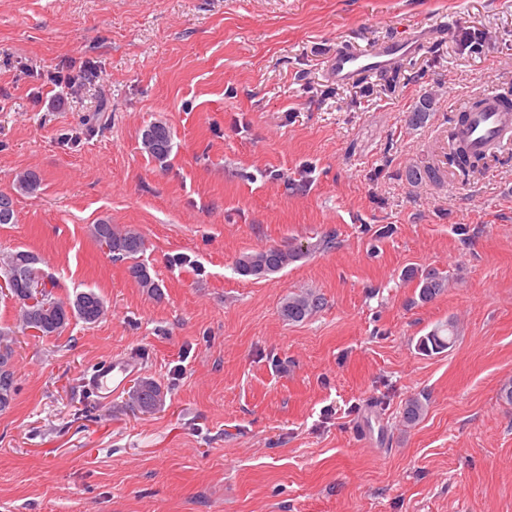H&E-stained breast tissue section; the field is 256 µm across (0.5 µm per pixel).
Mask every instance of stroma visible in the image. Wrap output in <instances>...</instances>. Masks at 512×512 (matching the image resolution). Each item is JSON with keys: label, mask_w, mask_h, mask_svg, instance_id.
I'll return each mask as SVG.
<instances>
[{"label": "stroma", "mask_w": 512, "mask_h": 512, "mask_svg": "<svg viewBox=\"0 0 512 512\" xmlns=\"http://www.w3.org/2000/svg\"><path fill=\"white\" fill-rule=\"evenodd\" d=\"M411 35L384 74H327L336 48ZM511 90L512 0H0V251L109 308L42 339L0 293V512H512V137L469 176L442 162L450 118ZM159 120L164 167L141 144ZM426 162L440 182L412 183ZM104 220L142 234L161 297L94 240ZM284 245L302 259L236 273ZM430 271L448 286L421 304ZM306 289L322 308L285 321ZM451 319V347L419 349ZM120 355L163 411L89 386ZM302 254L299 247H269L244 252L235 261V271L243 277L265 278L297 261ZM15 330L8 326H0V412L9 410L18 394V383L15 376L13 360L16 345ZM4 377L8 381H3ZM167 390L155 379H137L128 393L127 405L143 412L161 411L166 405Z\"/></svg>", "instance_id": "obj_1"}]
</instances>
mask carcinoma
Instances as JSON below:
<instances>
[{
	"instance_id": "obj_1",
	"label": "carcinoma",
	"mask_w": 512,
	"mask_h": 512,
	"mask_svg": "<svg viewBox=\"0 0 512 512\" xmlns=\"http://www.w3.org/2000/svg\"><path fill=\"white\" fill-rule=\"evenodd\" d=\"M171 128L158 121L149 125L142 134L144 151L156 162L163 165L172 152ZM486 154L472 153L464 145H458L451 162L464 174L473 172L485 164ZM409 178L416 183L421 180L438 182L439 170L424 164L410 170ZM16 185L20 192L31 194L40 186L39 176L31 171L17 175ZM92 236L106 247L112 258L127 263L131 280L149 296H161L162 288L150 268L140 260L145 250L144 237L137 231L117 224L101 222L93 225ZM302 256L299 247L260 248L240 254L235 261V271L242 277L265 278L278 273ZM0 278L7 283L12 298L17 301L19 324L23 329L33 330L39 337L59 336L74 318L86 323H96L106 315L104 299L96 292L82 291L74 297L62 300L54 297V283L42 269V259L32 251L18 250L0 252ZM448 286L446 277L429 272L420 277L418 296L429 302ZM322 307V298L311 291H300L286 297L281 306L282 317L291 323L302 322ZM448 335H441V331ZM457 338L454 322L435 329L419 341V348L425 352H441L450 347ZM15 330L0 326V412L9 410L18 394L13 360L15 357ZM167 390L155 379H137L128 393L127 405L143 412H156L166 405ZM427 410V404L419 397H412L403 409V418L408 423L419 420Z\"/></svg>"
}]
</instances>
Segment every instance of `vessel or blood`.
Masks as SVG:
<instances>
[{"label": "vessel or blood", "mask_w": 512, "mask_h": 512, "mask_svg": "<svg viewBox=\"0 0 512 512\" xmlns=\"http://www.w3.org/2000/svg\"><path fill=\"white\" fill-rule=\"evenodd\" d=\"M418 42L395 40L379 43L371 49L353 52L336 51L331 57L328 70L332 80L339 84L352 82L363 74L386 72L397 60L416 53ZM512 128V110L502 107L495 95H487L484 107L469 116L463 128V136L471 149L481 150L496 143L502 134ZM138 363L128 357H115L101 364L94 372L91 383L103 398L109 399L123 389L126 380L137 372Z\"/></svg>", "instance_id": "1"}]
</instances>
